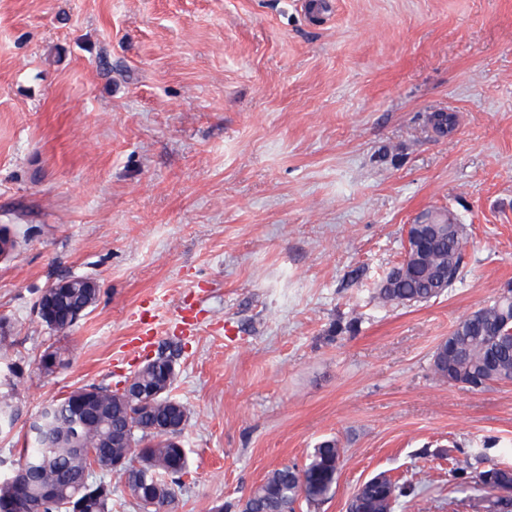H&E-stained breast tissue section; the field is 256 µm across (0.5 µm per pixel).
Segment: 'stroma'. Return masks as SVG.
I'll use <instances>...</instances> for the list:
<instances>
[{"label":"stroma","mask_w":512,"mask_h":512,"mask_svg":"<svg viewBox=\"0 0 512 512\" xmlns=\"http://www.w3.org/2000/svg\"><path fill=\"white\" fill-rule=\"evenodd\" d=\"M302 2L0 0V225L19 241L0 259V377L23 370L1 471L43 406L166 347L191 412L173 512H240L326 438L336 484L295 512H346L382 472L415 486L395 512H471L456 463L512 464V383L432 371L512 285V0H332L317 21ZM434 210L465 227L461 280L381 302ZM67 276L100 294L60 333L37 301Z\"/></svg>","instance_id":"obj_1"}]
</instances>
